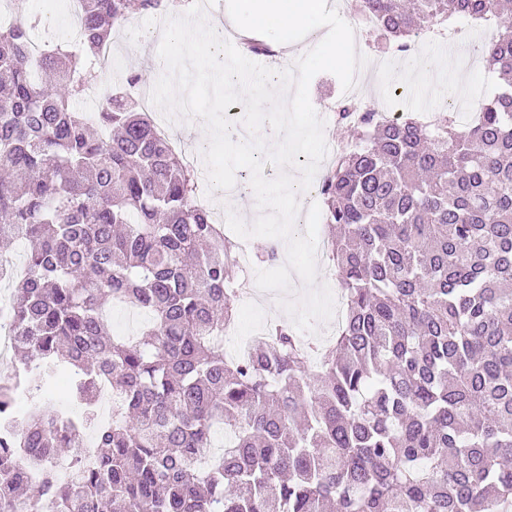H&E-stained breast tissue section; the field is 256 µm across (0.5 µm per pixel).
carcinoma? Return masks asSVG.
<instances>
[{
  "label": "carcinoma",
  "mask_w": 512,
  "mask_h": 512,
  "mask_svg": "<svg viewBox=\"0 0 512 512\" xmlns=\"http://www.w3.org/2000/svg\"><path fill=\"white\" fill-rule=\"evenodd\" d=\"M0 31V242L28 244L7 315L18 378L64 372L81 415L58 425L41 391L0 435V512H512V9L505 0H358L402 52L415 34L489 17L483 60L506 89L460 129L349 104L360 143L320 179L327 259L345 300L312 349L286 322L247 356L234 240L194 203L197 174L126 93L90 120L71 108L90 61L130 12L173 0H80L81 49L33 51L39 25L10 0ZM145 309L135 340L106 304ZM119 399L99 425L100 381ZM13 390L0 384V419ZM231 432L211 452L214 428ZM93 430L96 464L68 482L59 449ZM208 456L205 472L195 467ZM39 468V488L23 476Z\"/></svg>",
  "instance_id": "carcinoma-1"
}]
</instances>
